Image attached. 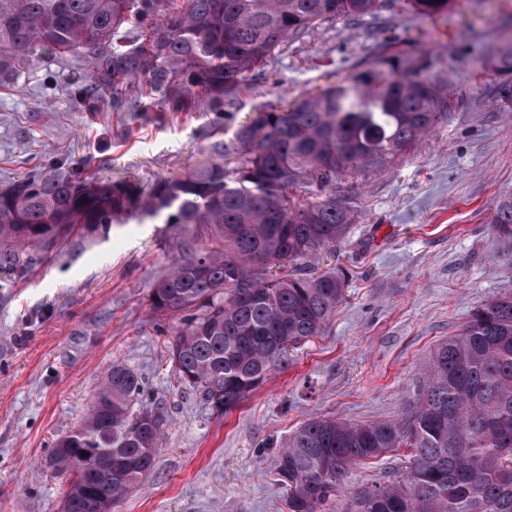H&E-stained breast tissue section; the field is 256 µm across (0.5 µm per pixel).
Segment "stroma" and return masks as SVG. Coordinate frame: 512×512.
I'll return each instance as SVG.
<instances>
[{
	"label": "stroma",
	"instance_id": "obj_1",
	"mask_svg": "<svg viewBox=\"0 0 512 512\" xmlns=\"http://www.w3.org/2000/svg\"><path fill=\"white\" fill-rule=\"evenodd\" d=\"M512 45V0H452L425 15L410 0L330 19L286 42L231 103L225 144L258 110L352 78L375 58L411 55L448 81L447 121L388 165L336 181L355 221L313 260L349 277L319 336L229 415L217 417L174 370L176 321L150 309L166 267L159 224L130 223L108 240L71 233L31 248L28 273L0 285V512H60L69 480L49 465L54 442L91 407L112 363L144 377L164 418L155 467L120 512H288L276 453L304 421L395 418L434 346L482 300L512 291V247L491 230L512 191V112L491 56ZM82 61L43 57L0 93V182L65 157L142 189L210 159L209 113L82 111L70 91Z\"/></svg>",
	"mask_w": 512,
	"mask_h": 512
}]
</instances>
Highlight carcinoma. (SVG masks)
Returning a JSON list of instances; mask_svg holds the SVG:
<instances>
[{
	"label": "carcinoma",
	"instance_id": "obj_1",
	"mask_svg": "<svg viewBox=\"0 0 512 512\" xmlns=\"http://www.w3.org/2000/svg\"><path fill=\"white\" fill-rule=\"evenodd\" d=\"M428 15L452 0H412ZM380 0H0V90H13L41 56L83 60L73 89L87 110L102 94L163 112L198 105L224 127L248 74L289 38L332 18L374 14ZM512 82V48L490 61ZM140 78L142 83L133 80ZM450 88L411 58L383 56L352 79L235 131V166L204 163L150 190L101 181L55 162L0 185V272L20 276L28 249L76 231L91 242L116 224H165L173 256L150 301L178 320L171 359L208 409L230 413L319 335L345 295L346 276L310 259L342 240L354 209L336 195L350 169L382 166L448 119ZM494 234L512 245V192L500 197ZM289 269L270 273L271 265ZM143 378L122 363L106 372L88 414L52 451L70 477L62 512L117 506L145 479L163 420ZM97 448L94 471L72 462ZM405 451L401 471L351 488L352 472ZM288 512H512V292L484 300L458 334L439 343L400 414L382 422L314 417L276 455Z\"/></svg>",
	"mask_w": 512,
	"mask_h": 512
}]
</instances>
